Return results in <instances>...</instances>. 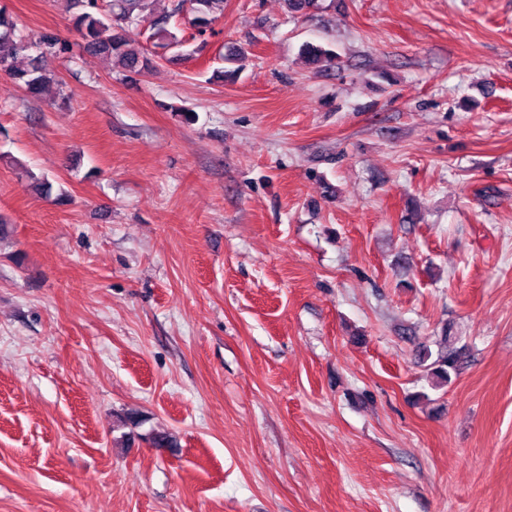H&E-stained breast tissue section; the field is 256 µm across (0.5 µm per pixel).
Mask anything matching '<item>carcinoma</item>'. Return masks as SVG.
<instances>
[{"label":"carcinoma","mask_w":512,"mask_h":512,"mask_svg":"<svg viewBox=\"0 0 512 512\" xmlns=\"http://www.w3.org/2000/svg\"><path fill=\"white\" fill-rule=\"evenodd\" d=\"M76 9L71 18L73 29L85 43V47L101 54L126 72L140 73L153 68L152 59L141 49L130 46L123 35V27L149 23V40L161 50L183 45V41L168 28V16L155 14L154 0H70ZM194 14L193 23L204 32L209 24L224 11V0H188ZM67 51V43L45 34L35 43L27 41L19 33L16 19L5 9H0V70L7 72L29 96L43 95L53 78L45 69V55L61 56ZM304 58L320 67L336 61L337 55L329 49L307 44L302 49ZM417 357L424 365L430 385L441 389L451 383V375L458 370L459 354L441 346L432 351L422 345Z\"/></svg>","instance_id":"1"}]
</instances>
